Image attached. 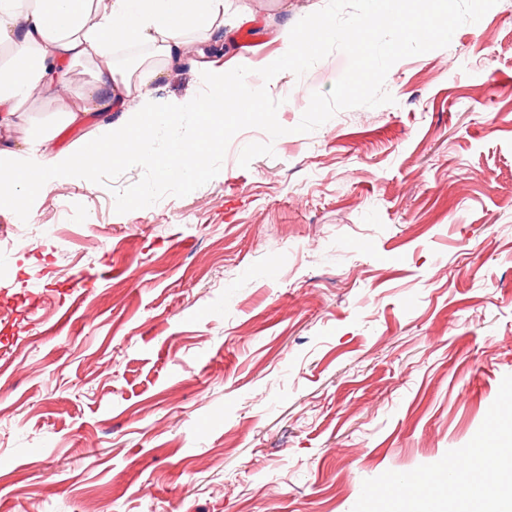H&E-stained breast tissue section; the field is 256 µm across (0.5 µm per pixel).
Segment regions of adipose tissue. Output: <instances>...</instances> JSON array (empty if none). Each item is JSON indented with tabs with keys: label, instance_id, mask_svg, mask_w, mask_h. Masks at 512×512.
Masks as SVG:
<instances>
[{
	"label": "adipose tissue",
	"instance_id": "adipose-tissue-1",
	"mask_svg": "<svg viewBox=\"0 0 512 512\" xmlns=\"http://www.w3.org/2000/svg\"><path fill=\"white\" fill-rule=\"evenodd\" d=\"M223 25L224 0H0V48L11 53L0 64V134L8 133L32 98H57L77 64L91 67V79L74 107L63 113V125L116 106L125 114L100 140L76 152L45 157L43 150L54 137L50 131L14 148H0V201L30 216L29 200L47 192L55 179H87L121 159L158 167L163 176L191 185L207 171L206 150L177 132L176 116L184 104L158 101L152 86L164 67L181 59L190 33ZM366 32L363 25L341 32L328 24L303 32L270 63L263 86L254 84L247 71L230 74L201 58L199 71L211 96L195 110L207 125L218 127L225 101L258 105L267 84L277 82L289 62L308 58L322 41L358 46ZM136 44L150 48V59L130 66L115 62L114 48ZM161 128L171 132L175 148L160 163L148 136Z\"/></svg>",
	"mask_w": 512,
	"mask_h": 512
}]
</instances>
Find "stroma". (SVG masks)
Returning a JSON list of instances; mask_svg holds the SVG:
<instances>
[{
	"instance_id": "1",
	"label": "stroma",
	"mask_w": 512,
	"mask_h": 512,
	"mask_svg": "<svg viewBox=\"0 0 512 512\" xmlns=\"http://www.w3.org/2000/svg\"><path fill=\"white\" fill-rule=\"evenodd\" d=\"M327 0H226L216 60L255 83L285 26ZM347 67L284 73L287 134L240 131L184 197L115 211L134 167L57 180L30 208L50 232L0 252V512H371L405 473L512 445V0L448 47L389 70L393 101L295 127ZM90 75L34 99L10 136L56 128ZM207 93L182 56L155 95ZM274 153L241 168L251 142Z\"/></svg>"
}]
</instances>
